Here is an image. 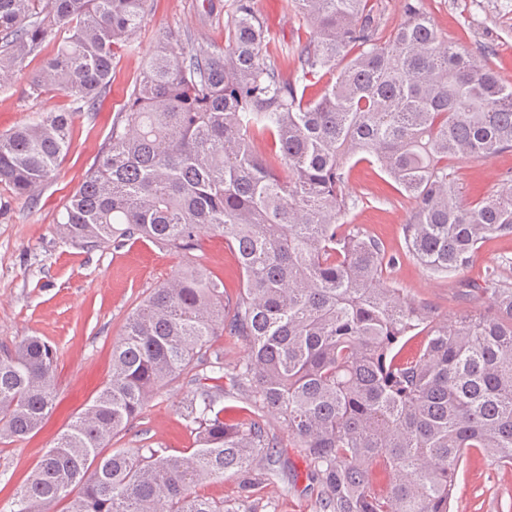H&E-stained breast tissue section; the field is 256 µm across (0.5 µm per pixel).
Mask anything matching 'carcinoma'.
Returning a JSON list of instances; mask_svg holds the SVG:
<instances>
[{
  "instance_id": "obj_1",
  "label": "carcinoma",
  "mask_w": 512,
  "mask_h": 512,
  "mask_svg": "<svg viewBox=\"0 0 512 512\" xmlns=\"http://www.w3.org/2000/svg\"><path fill=\"white\" fill-rule=\"evenodd\" d=\"M151 2L0 0V76L52 42L30 95L73 97L72 109L0 135V184L16 197L33 201L52 179L76 113L106 92ZM281 8L309 35L275 39L254 0H232L222 46L164 32L65 204L59 231L82 249L150 240L187 263L130 314L110 378L10 512H257L256 482L233 503L199 487L258 465L275 472L281 441L265 411L300 449L319 512H450L470 452L512 469V284L493 269L465 282L462 295L484 308L450 323L385 282L396 256L381 239L340 224L358 156L410 201L405 251L431 274L457 278L487 240L512 237V175L471 200L450 164L512 150V83L445 40L424 0H404L390 30L383 0ZM206 233L236 256L233 300L192 261ZM220 339L245 352L231 368ZM57 360L37 336L0 345V444L52 412ZM182 378L190 448L111 447ZM228 391L260 414L226 418Z\"/></svg>"
}]
</instances>
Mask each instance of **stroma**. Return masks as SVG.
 I'll return each instance as SVG.
<instances>
[{"label":"stroma","mask_w":512,"mask_h":512,"mask_svg":"<svg viewBox=\"0 0 512 512\" xmlns=\"http://www.w3.org/2000/svg\"><path fill=\"white\" fill-rule=\"evenodd\" d=\"M200 3L154 0L132 51L114 61L111 85L97 110L76 115L70 148L54 179L40 188L36 203L16 198L0 185V342L39 336L59 352L54 410L37 431L0 444V507L7 505L57 435L109 378L112 343L128 314L183 264L181 256L147 240L102 251L82 250L61 237L56 222L92 168L158 35L168 29H188L199 40L223 45L224 16H202ZM425 5L442 36L454 39L461 51L477 57L484 46H493L490 65L512 82V0H425ZM41 62V57H29L23 68L0 82V133L27 123L35 114L71 107V97L62 93L30 96L31 78ZM454 166L464 185L485 192L512 171V150L481 161L459 159ZM348 188L356 202L347 211L345 223L380 238L388 252L399 256L386 272L388 283L428 302L444 317L471 308L456 280L436 278L406 255L402 224L410 204L382 182L377 168L365 161L357 163ZM197 261L223 279L228 296L236 295L240 271L221 238H205ZM489 267L512 280V238L487 241L464 277L480 280ZM186 393L180 381L161 390L133 428L114 439V446L149 444L175 454L190 447L193 438L180 413ZM277 455L281 475L262 489L257 512H318V486L307 479L297 449L281 448ZM450 512H512V470L470 453L459 472Z\"/></svg>","instance_id":"stroma-1"}]
</instances>
